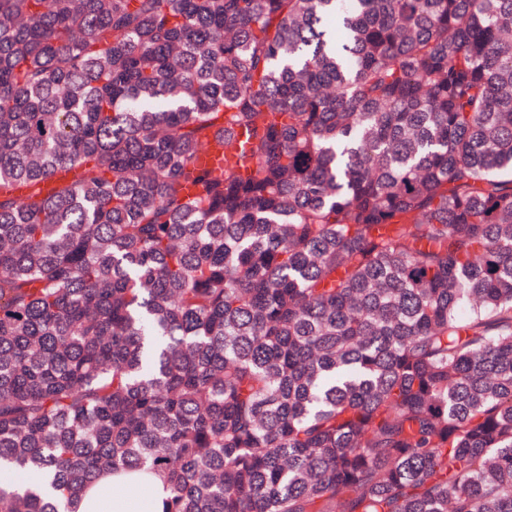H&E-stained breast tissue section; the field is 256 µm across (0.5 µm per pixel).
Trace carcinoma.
I'll list each match as a JSON object with an SVG mask.
<instances>
[{"instance_id": "obj_1", "label": "carcinoma", "mask_w": 512, "mask_h": 512, "mask_svg": "<svg viewBox=\"0 0 512 512\" xmlns=\"http://www.w3.org/2000/svg\"><path fill=\"white\" fill-rule=\"evenodd\" d=\"M122 469L512 512V0H0V512Z\"/></svg>"}]
</instances>
